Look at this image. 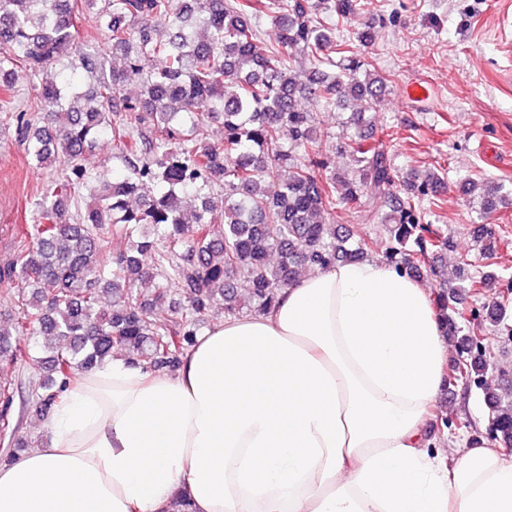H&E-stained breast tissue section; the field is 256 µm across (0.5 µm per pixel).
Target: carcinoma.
I'll use <instances>...</instances> for the list:
<instances>
[{"label": "carcinoma", "mask_w": 512, "mask_h": 512, "mask_svg": "<svg viewBox=\"0 0 512 512\" xmlns=\"http://www.w3.org/2000/svg\"><path fill=\"white\" fill-rule=\"evenodd\" d=\"M93 2L0 0V112L36 166L58 168L35 204L36 223L25 225L13 258L0 265L12 309L10 319L0 316V361L24 359L20 336L35 337L42 351L23 412L51 413L80 375L116 350L151 371L175 366L213 308L231 317L260 312L303 267L358 262L378 248L414 278L441 277L436 259L448 237L426 220L425 205H437L442 178L414 169L396 184L388 152L368 130L388 79L336 38L333 18L348 19L359 0H100L95 23L107 41L91 53L79 49L77 23ZM263 18L278 28L274 45H261ZM298 55L308 64L302 79ZM111 56L124 67H107ZM21 71L40 102L37 117L9 107ZM85 76L94 87L83 95ZM130 83L140 95L124 93ZM346 110L335 150L349 159V178L331 165L318 133L319 113ZM212 122L223 125V139L208 137ZM104 138L128 174L111 180L83 168ZM279 169L288 176L270 195L263 183ZM145 181L156 194L129 207ZM80 189L95 206L75 207ZM189 195L200 206L187 219ZM498 205L496 192H484L481 218ZM342 209L366 222L383 213L386 234L354 236L336 223ZM115 237L133 240L132 250L109 264ZM468 267L461 260L458 291H512L504 278L473 277ZM145 279L155 281L152 292L135 291ZM455 300L440 281L435 302L451 335L460 332L448 315ZM159 305L167 317L155 315ZM467 341L470 359L451 383L467 385L486 371L484 337ZM486 401L494 439L511 448L512 394ZM15 409L13 382L0 377V438L10 446L3 463L28 446Z\"/></svg>", "instance_id": "1"}]
</instances>
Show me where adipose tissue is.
Masks as SVG:
<instances>
[{"label":"adipose tissue","mask_w":512,"mask_h":512,"mask_svg":"<svg viewBox=\"0 0 512 512\" xmlns=\"http://www.w3.org/2000/svg\"><path fill=\"white\" fill-rule=\"evenodd\" d=\"M449 344L431 292L377 260L214 324L172 372L113 357L0 466V512H512V455L427 437Z\"/></svg>","instance_id":"adipose-tissue-1"}]
</instances>
